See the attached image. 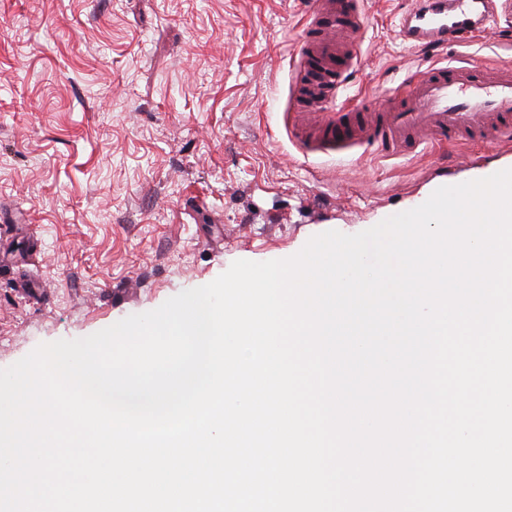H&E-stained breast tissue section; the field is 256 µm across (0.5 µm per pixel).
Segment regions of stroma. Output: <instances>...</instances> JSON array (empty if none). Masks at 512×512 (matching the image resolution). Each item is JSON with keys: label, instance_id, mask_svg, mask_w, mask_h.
<instances>
[{"label": "stroma", "instance_id": "35a3bbf8", "mask_svg": "<svg viewBox=\"0 0 512 512\" xmlns=\"http://www.w3.org/2000/svg\"><path fill=\"white\" fill-rule=\"evenodd\" d=\"M307 0H0V369L206 285L237 260L397 209L512 159V141L411 157L308 151L286 103ZM408 0H363L351 96L512 42L403 44Z\"/></svg>", "mask_w": 512, "mask_h": 512}]
</instances>
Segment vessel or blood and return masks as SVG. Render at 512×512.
<instances>
[{
  "label": "vessel or blood",
  "mask_w": 512,
  "mask_h": 512,
  "mask_svg": "<svg viewBox=\"0 0 512 512\" xmlns=\"http://www.w3.org/2000/svg\"><path fill=\"white\" fill-rule=\"evenodd\" d=\"M499 0H412L398 35L414 47L458 43L492 30ZM368 18L361 0H311L293 64L289 119L310 150L355 148L405 157L427 147L512 137V63L436 62L386 93L383 108L337 106L361 65Z\"/></svg>",
  "instance_id": "obj_1"
}]
</instances>
